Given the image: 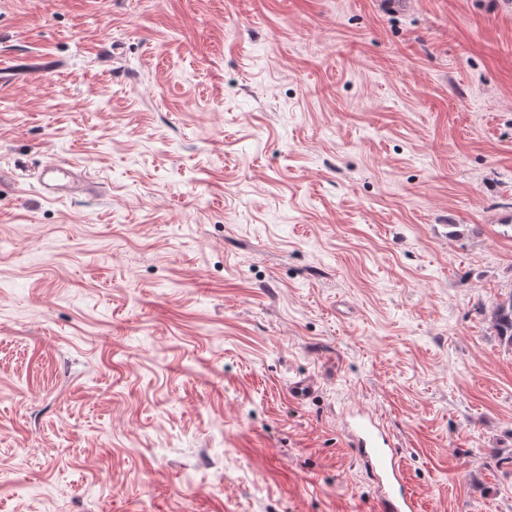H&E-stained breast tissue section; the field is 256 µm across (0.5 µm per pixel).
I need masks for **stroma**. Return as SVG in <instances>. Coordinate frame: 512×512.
<instances>
[{
  "mask_svg": "<svg viewBox=\"0 0 512 512\" xmlns=\"http://www.w3.org/2000/svg\"><path fill=\"white\" fill-rule=\"evenodd\" d=\"M511 293L512 0H0V512H512ZM41 187L55 198L88 197L99 191L98 183L83 170L61 161L45 167ZM490 318L499 336L512 346V295L495 305L490 312ZM344 428L353 448L377 483V512H415L416 502L406 487L401 451L384 425L365 411L349 413Z\"/></svg>",
  "mask_w": 512,
  "mask_h": 512,
  "instance_id": "stroma-1",
  "label": "stroma"
}]
</instances>
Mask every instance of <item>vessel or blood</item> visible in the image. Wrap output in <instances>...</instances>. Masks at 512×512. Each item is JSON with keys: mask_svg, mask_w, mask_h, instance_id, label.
I'll list each match as a JSON object with an SVG mask.
<instances>
[{"mask_svg": "<svg viewBox=\"0 0 512 512\" xmlns=\"http://www.w3.org/2000/svg\"><path fill=\"white\" fill-rule=\"evenodd\" d=\"M43 190L57 198L88 197L99 186L77 166L56 162L42 172ZM344 428L359 458L377 483L376 512H416V502L406 487L401 451L383 424L371 413H349Z\"/></svg>", "mask_w": 512, "mask_h": 512, "instance_id": "b4317fda", "label": "vessel or blood"}]
</instances>
